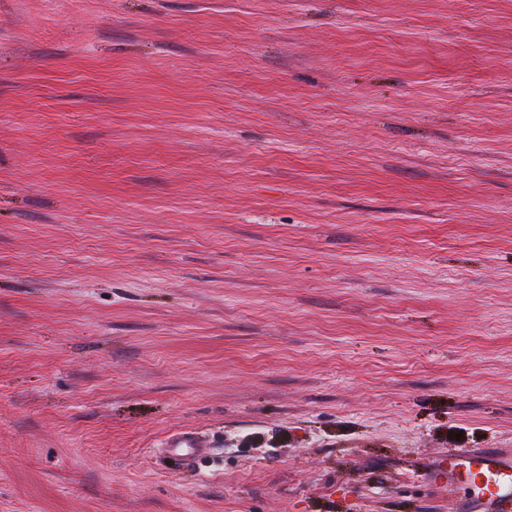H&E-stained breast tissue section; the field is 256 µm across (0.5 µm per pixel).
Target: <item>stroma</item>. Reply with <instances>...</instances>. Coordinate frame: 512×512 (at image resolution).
Returning a JSON list of instances; mask_svg holds the SVG:
<instances>
[{"mask_svg": "<svg viewBox=\"0 0 512 512\" xmlns=\"http://www.w3.org/2000/svg\"><path fill=\"white\" fill-rule=\"evenodd\" d=\"M462 449L512 451V0H0V512H460ZM167 451L184 469H192L208 453L205 442L193 432H182L166 442Z\"/></svg>", "mask_w": 512, "mask_h": 512, "instance_id": "35a3bbf8", "label": "stroma"}]
</instances>
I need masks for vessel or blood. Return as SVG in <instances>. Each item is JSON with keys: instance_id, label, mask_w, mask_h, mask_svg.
I'll use <instances>...</instances> for the list:
<instances>
[{"instance_id": "1", "label": "vessel or blood", "mask_w": 512, "mask_h": 512, "mask_svg": "<svg viewBox=\"0 0 512 512\" xmlns=\"http://www.w3.org/2000/svg\"><path fill=\"white\" fill-rule=\"evenodd\" d=\"M166 448L175 461L185 469L195 466L208 453L209 448L195 433L183 432L166 443ZM449 476L456 481L466 476H480L485 486L477 498L475 512H490L495 505L512 500V459L493 453H464L458 462L448 468Z\"/></svg>"}]
</instances>
